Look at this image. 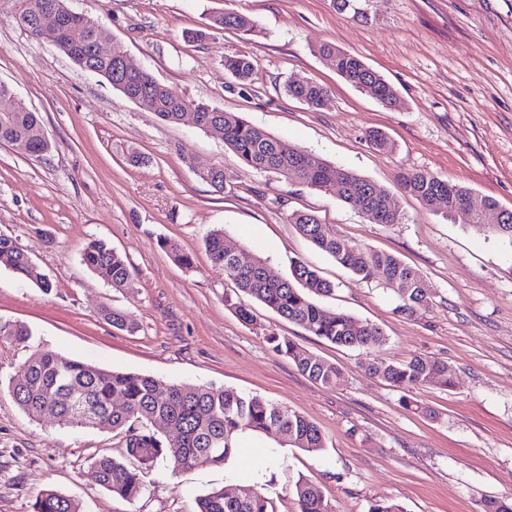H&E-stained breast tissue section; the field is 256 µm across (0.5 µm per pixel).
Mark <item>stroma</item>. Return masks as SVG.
Returning <instances> with one entry per match:
<instances>
[{
    "mask_svg": "<svg viewBox=\"0 0 512 512\" xmlns=\"http://www.w3.org/2000/svg\"><path fill=\"white\" fill-rule=\"evenodd\" d=\"M68 4L158 81L386 189L401 219L368 223L333 193L242 164L192 120L170 124L142 111L50 37H30L13 0H0V81L41 114L52 144L36 157L0 143V235L51 282L45 291L0 267V321L34 333L29 349L0 340V512H32L47 489L74 499L79 512H196L199 496L247 485L293 512L301 480L322 488L332 512H369L377 500L406 512H480L485 498L512 497V244L424 208L397 184L400 173L427 172L512 210V0H367L365 20L337 12L333 0ZM224 11L250 17L255 33L185 39ZM324 42L380 74L395 104L345 82L316 54ZM241 52L258 62L247 86L224 70L225 56ZM290 80L325 85L328 106L289 97ZM372 131L392 149H375ZM211 167L223 168L224 191L199 178L198 169ZM297 211L419 270L436 291L432 307L399 314L381 280L354 278L299 234L289 222ZM219 226L230 247L262 257L275 277H288L295 260L314 266L335 285L318 305L374 325L384 344L373 352L331 344L252 298L254 321L242 323L225 304L236 285L204 245ZM94 239L128 259L127 287L113 289L82 264ZM178 252L191 265L179 264ZM105 304L130 311L136 329L100 319ZM271 332L339 366V384L327 388L299 372L269 348ZM35 348L164 386L264 397L317 425L325 448L312 454L279 447L271 435L247 436L239 457L221 467L176 473L161 461L142 470V494L125 500L87 474L99 457L125 460L120 431L39 423L13 402L9 382ZM373 355L447 362L452 388L412 394L435 418L404 409L402 391L366 371Z\"/></svg>",
    "mask_w": 512,
    "mask_h": 512,
    "instance_id": "stroma-1",
    "label": "stroma"
}]
</instances>
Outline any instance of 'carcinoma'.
<instances>
[{
  "label": "carcinoma",
  "mask_w": 512,
  "mask_h": 512,
  "mask_svg": "<svg viewBox=\"0 0 512 512\" xmlns=\"http://www.w3.org/2000/svg\"><path fill=\"white\" fill-rule=\"evenodd\" d=\"M72 10L67 0H19L18 25L29 35L48 22L66 18ZM208 28L235 29L243 33L254 31L253 20L243 14L224 12L210 17ZM61 52L80 67L87 66L96 75L120 90L127 83L136 91L146 90L142 110L160 119L177 124L186 107L199 113L201 129L220 137L238 159L260 171L271 172L298 181L314 189L337 193L340 200L357 208L371 224L379 223V212L393 204L387 190L351 172L344 171L342 185H336V167L321 163L315 169L299 164L305 150L285 143L254 125L238 112L211 108L188 98L175 88L159 82L151 73L117 72L116 59L124 50L116 45L110 57H90L85 49L66 46ZM319 56L331 60L336 71L354 87L369 92L379 103L392 105L396 92L375 71L359 58L325 42L317 47ZM224 70L241 84L252 82L257 61L251 53L224 57ZM288 95L311 109H322L330 102L329 90L314 81L300 85L286 84ZM14 90L0 83V142H25L35 146L44 130L41 116L16 104ZM401 188L415 197L425 208L442 206L446 215L456 216L453 188L458 193L467 188L441 180L431 174L411 171L398 176ZM508 220L489 224L481 219L472 226L483 233L512 244V211ZM289 223L318 250L330 256L336 264L356 277L368 281L379 278L398 297L397 310L414 316L430 308L434 289L416 269L394 255L378 252L336 236L327 231L319 219L309 213L296 212ZM215 266L234 280L237 288L263 303L282 318L301 326L309 334L342 347L373 350L383 341L382 332L345 313L327 311L313 301V296H327L334 285L301 260L291 264V276L271 279L266 275V262L260 257L241 265L226 247L224 229L211 230L204 241ZM83 264L107 285L120 289L127 285L131 273L125 259L101 240H92L82 254ZM5 267L38 287L49 290L51 283L26 256L12 238L0 235V267ZM101 319L113 327L133 331L137 323L132 314L122 308L104 305ZM0 339L27 347L33 332L22 323H1ZM271 349L291 361L311 380L334 387L340 380L341 369L305 349L287 336L272 332L266 335ZM367 370L395 387L412 392L425 386L453 385L448 375V363L430 357L414 356L393 363L378 357L369 359ZM76 392L90 402L99 425L124 433L129 456L140 465L150 467L162 460L177 473L198 463L222 466L234 456L239 438L275 432L281 447L292 446L310 453L324 448L320 429L303 416L257 396L240 393L233 388L212 385L173 383L161 392L157 380L150 375L127 373L101 368L95 364L72 359L49 350H36L25 363V372L11 382L15 404L34 420L47 417L60 427L93 428L89 419L74 415L66 397ZM88 476L109 492L127 500L138 498L143 491L140 472L111 457L92 462ZM295 512H330L323 491L308 481L295 485ZM33 512H79L69 497L54 491L41 493L33 504ZM198 512H279L276 502L252 490H245L238 499L224 496V490H213L199 498ZM480 512H512V497L484 500Z\"/></svg>",
  "instance_id": "obj_1"
}]
</instances>
